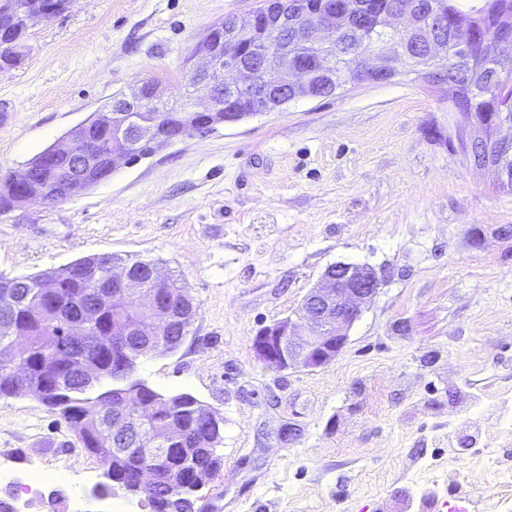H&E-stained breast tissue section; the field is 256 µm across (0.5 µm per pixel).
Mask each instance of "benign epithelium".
<instances>
[{"mask_svg": "<svg viewBox=\"0 0 512 512\" xmlns=\"http://www.w3.org/2000/svg\"><path fill=\"white\" fill-rule=\"evenodd\" d=\"M446 0H428L420 11L410 0L399 4L379 6L372 0H270V11L252 12L249 18L236 22V29L216 38L221 29L217 24L209 29L195 47L188 64L190 78L180 100H171L164 94L162 83L139 82L126 91H120L112 100L60 138L45 151L43 158L50 160L66 156L71 164L63 171V192L74 198L89 190L93 183L87 177L90 169L99 162V154L87 136L88 126L104 118L109 120L110 141L104 159L110 168L120 162L132 160L130 149L147 145L151 152L186 137L215 130L220 125L279 112L300 98L319 96L320 80L328 76V69L317 58L309 65L296 64L288 56L281 61L267 63L259 68L246 69L233 60V56L246 50L241 44L245 37L252 45L264 46L274 52L281 32L292 26L308 41L324 48H333L339 37L337 22L341 19H359L368 23V38L377 48L363 51L354 57L346 75V85L361 84L353 72L366 73L368 83H387L398 76L402 47L397 41L400 34L423 33L417 42V54L413 56V70L427 84L445 87L448 109L466 118L474 133L466 140L468 156L478 146H494L500 150L512 147V138H501L498 129L512 127V118L503 112L497 116H477L470 106H461L456 100L457 84L436 75V66L450 53L466 56L474 45L475 28L471 13L461 12L450 18L446 14ZM485 10L492 13L490 41L496 45L512 43V0L485 2ZM61 12L57 0H34L20 14V25L26 30L38 19H51ZM7 49L8 60L20 59L25 50L20 36L0 41ZM0 195L10 198L13 207H21L31 201L50 204L52 200L45 189L32 177L28 164L14 173L13 184L0 187ZM104 287L112 288L105 293L104 301L116 310L126 302L130 293L142 295V312L147 320L135 319L124 324L112 336H141L156 348H170L168 334L179 320L172 306L159 302L156 292H145L142 279L131 270L114 262L108 266ZM382 279L375 268L366 264L339 262L327 268L321 282L311 288L301 302L300 326L291 319L266 327L255 336L253 350L258 358L275 362L283 371L302 367L317 369L330 364L346 346L349 333L361 315V304L379 290ZM43 300L35 309V315L56 320L62 314L50 302L57 285L51 280L41 283ZM99 305H88L80 316L68 322L66 341L78 345L83 342L85 328L98 317ZM70 372L82 380L87 389L103 379L99 363L91 358H78L70 366ZM105 406L83 409L77 418L78 426L89 428L104 426L112 431V438L119 441L116 449L120 456L127 453L123 445L139 433L141 417L130 407V396L114 389L103 395ZM153 443L161 446L152 466L141 471L137 485L124 490L140 495L146 487L160 482L168 470V447L193 444L191 435L177 425L157 428Z\"/></svg>", "mask_w": 512, "mask_h": 512, "instance_id": "7a95c632", "label": "benign epithelium"}]
</instances>
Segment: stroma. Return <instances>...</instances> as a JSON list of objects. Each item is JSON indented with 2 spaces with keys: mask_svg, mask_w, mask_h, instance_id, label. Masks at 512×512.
Here are the masks:
<instances>
[{
  "mask_svg": "<svg viewBox=\"0 0 512 512\" xmlns=\"http://www.w3.org/2000/svg\"><path fill=\"white\" fill-rule=\"evenodd\" d=\"M260 0H71L0 70V169L17 170L113 94L178 95L183 60ZM442 87L409 76L304 98L120 165L85 194L0 213V274L93 254L157 263L200 310L135 375L224 419V464L198 512H503L512 464V188L469 165ZM339 262L378 293L329 365L277 371L258 332L298 318ZM298 433L279 438L283 426ZM495 465L479 470L477 449ZM70 478L27 491L32 473ZM0 490L17 512H147L37 399H0Z\"/></svg>",
  "mask_w": 512,
  "mask_h": 512,
  "instance_id": "1",
  "label": "stroma"
}]
</instances>
